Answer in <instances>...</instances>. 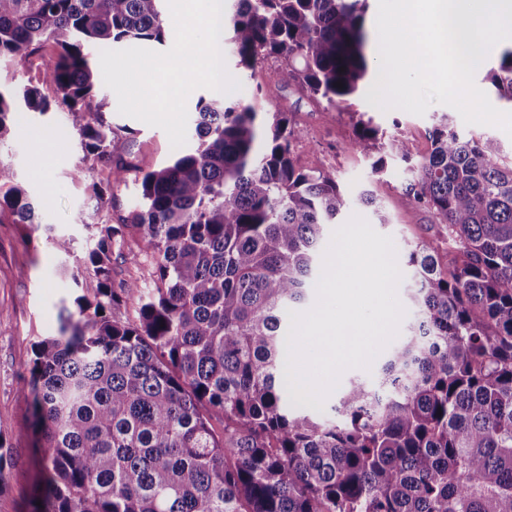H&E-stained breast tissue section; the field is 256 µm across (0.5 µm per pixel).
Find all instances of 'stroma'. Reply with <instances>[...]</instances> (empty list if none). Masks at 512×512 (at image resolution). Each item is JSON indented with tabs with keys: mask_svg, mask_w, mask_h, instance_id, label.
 <instances>
[{
	"mask_svg": "<svg viewBox=\"0 0 512 512\" xmlns=\"http://www.w3.org/2000/svg\"><path fill=\"white\" fill-rule=\"evenodd\" d=\"M223 55L228 73L241 84L240 90L229 93V100L254 103L261 112H287L300 131L294 147L297 166L333 172L350 197L364 190L374 194L380 210L354 206L336 222L344 224L352 214L365 218L375 231L392 238L398 264L406 262V242L438 241L443 235V224L432 211L405 202V188L429 154L431 131L440 120L464 135L495 140L504 159L512 161L511 136L495 126L465 123L450 106L434 104L422 115L400 109L384 112L371 106L364 93L352 108H334L303 94L289 79L283 59L269 57L245 68L232 48H224ZM104 95L109 104L105 117L123 128L124 146L137 167L126 181L112 184L111 205L96 204L85 183L72 178L79 146L71 116L25 114L14 139L0 147V158L12 164L30 197L51 199L40 224L0 223V437L18 458L0 485V512H31L30 492L39 476L44 441L32 426V399L21 379L29 373L35 344L58 329L60 299L76 295L73 267L52 249L49 238L71 235L76 252L85 253L93 245L89 225L107 214L132 210L139 199L140 171L156 169L176 155L164 130L120 114L116 94L108 89ZM362 114L384 139L406 140L409 159L388 158L384 171L373 173L371 157L349 147Z\"/></svg>",
	"mask_w": 512,
	"mask_h": 512,
	"instance_id": "obj_1",
	"label": "stroma"
}]
</instances>
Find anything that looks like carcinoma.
<instances>
[{"label": "carcinoma", "mask_w": 512, "mask_h": 512, "mask_svg": "<svg viewBox=\"0 0 512 512\" xmlns=\"http://www.w3.org/2000/svg\"><path fill=\"white\" fill-rule=\"evenodd\" d=\"M163 0H0V57L19 64L47 48L40 86L0 88V146L18 112L65 106L82 156L72 177L91 197L135 165L93 101L94 43L165 39ZM367 0H235L224 40L238 64L283 58L314 101L354 100L367 77ZM512 102V46L486 74ZM343 87H338L337 83ZM197 142L141 176V200L95 224L75 257L73 305L35 344L34 426L47 448L33 512H512V163L497 144L444 121L406 187L408 204L443 223V270L431 239L407 244L416 316L374 383L352 379L334 416L297 406L284 376L290 311L311 301L323 230L351 201L336 176L293 159L288 113L197 103ZM352 149H388L357 121ZM109 180L94 177L95 167ZM36 224V206L0 160V214ZM151 278L114 284L112 259ZM133 309V316L118 317ZM206 408L224 413L214 432Z\"/></svg>", "instance_id": "1"}]
</instances>
